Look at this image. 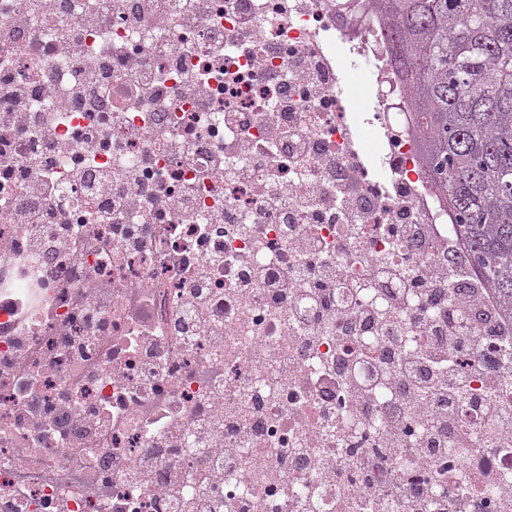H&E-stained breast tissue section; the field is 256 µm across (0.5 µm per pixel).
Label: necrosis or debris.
<instances>
[{
	"mask_svg": "<svg viewBox=\"0 0 512 512\" xmlns=\"http://www.w3.org/2000/svg\"><path fill=\"white\" fill-rule=\"evenodd\" d=\"M417 112L368 0H0V512H512Z\"/></svg>",
	"mask_w": 512,
	"mask_h": 512,
	"instance_id": "1",
	"label": "necrosis or debris"
}]
</instances>
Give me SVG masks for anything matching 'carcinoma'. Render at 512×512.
Instances as JSON below:
<instances>
[{"label":"carcinoma","mask_w":512,"mask_h":512,"mask_svg":"<svg viewBox=\"0 0 512 512\" xmlns=\"http://www.w3.org/2000/svg\"><path fill=\"white\" fill-rule=\"evenodd\" d=\"M418 106L424 162L512 315V0H376Z\"/></svg>","instance_id":"obj_1"}]
</instances>
